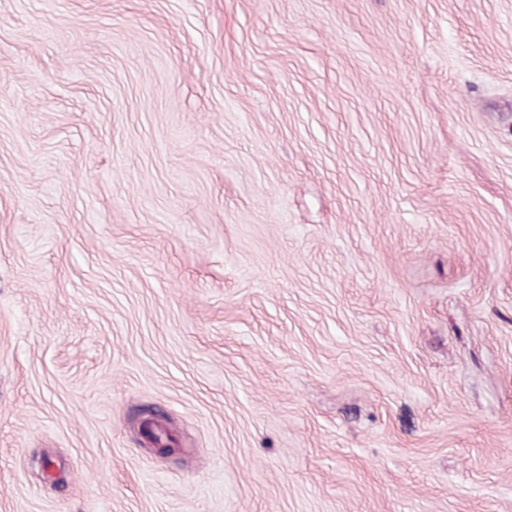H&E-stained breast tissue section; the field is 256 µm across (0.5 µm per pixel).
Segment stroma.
Segmentation results:
<instances>
[{
    "instance_id": "1",
    "label": "stroma",
    "mask_w": 512,
    "mask_h": 512,
    "mask_svg": "<svg viewBox=\"0 0 512 512\" xmlns=\"http://www.w3.org/2000/svg\"><path fill=\"white\" fill-rule=\"evenodd\" d=\"M0 512H512V0H0Z\"/></svg>"
}]
</instances>
